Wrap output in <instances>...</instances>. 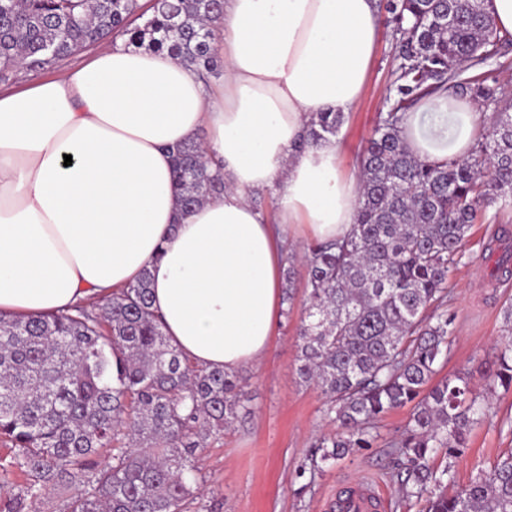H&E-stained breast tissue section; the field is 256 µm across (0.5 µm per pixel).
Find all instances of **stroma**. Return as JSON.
Instances as JSON below:
<instances>
[{"instance_id":"35a3bbf8","label":"stroma","mask_w":512,"mask_h":512,"mask_svg":"<svg viewBox=\"0 0 512 512\" xmlns=\"http://www.w3.org/2000/svg\"><path fill=\"white\" fill-rule=\"evenodd\" d=\"M378 18L379 35L364 91L345 114L336 136L340 168L348 177L357 175V156L394 93L397 51L386 13ZM504 229L512 232V206L502 210L496 222L472 227L463 247L465 255L449 280L452 351L443 372L468 373L479 393L504 340L502 308L512 302V277H493L486 250L488 240ZM305 278L306 264L300 258L287 324L277 327L260 365L236 373L250 415L195 452L201 502L208 512H327L328 500L339 490L368 480L383 498L381 512H421L422 502L402 499L395 466L385 453L387 443L409 420L408 406L386 415L372 447L349 453L327 468L306 493L298 491L297 467L312 443L334 429L323 415L325 396L303 382L298 372L296 327L306 302ZM493 406L495 416L472 428L469 448L455 464L457 484L468 483L477 467L490 465L512 450V391H497Z\"/></svg>"}]
</instances>
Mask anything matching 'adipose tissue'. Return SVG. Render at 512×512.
<instances>
[{"mask_svg": "<svg viewBox=\"0 0 512 512\" xmlns=\"http://www.w3.org/2000/svg\"><path fill=\"white\" fill-rule=\"evenodd\" d=\"M222 80L115 38L62 77L0 90V312L27 318L111 298L151 274L152 308L191 362L233 373L281 319L286 247L355 222L357 178L335 138L300 148L310 116L360 98L375 0H224ZM479 112L445 96L406 112L422 160L468 155ZM200 141L226 189L182 211L172 149ZM272 192L274 214L254 196Z\"/></svg>", "mask_w": 512, "mask_h": 512, "instance_id": "1", "label": "adipose tissue"}]
</instances>
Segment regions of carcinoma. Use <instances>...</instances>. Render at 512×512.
Masks as SVG:
<instances>
[{"mask_svg": "<svg viewBox=\"0 0 512 512\" xmlns=\"http://www.w3.org/2000/svg\"><path fill=\"white\" fill-rule=\"evenodd\" d=\"M0 0V82L19 66L38 74L112 37L166 50L195 74L217 77L223 61L211 21L224 0ZM400 42L396 95L378 114L358 157L356 222L343 238L306 254L307 303L297 336L299 372L327 398L337 430L316 440L299 466L304 490L354 449L370 448L380 421L413 405L390 442L402 498L424 512H512V451L455 486L454 462L472 426L495 415L490 395L512 389V305L488 394L463 374L437 378L450 353L448 275L461 263L474 224L512 204V89L489 86L479 69L506 55L512 33L498 28L487 0H386ZM475 74L462 79L466 70ZM446 94L491 102L488 126L461 159L426 162L401 137L408 110ZM342 112H320L300 147L339 131ZM178 204L188 212L224 193L201 144L174 150ZM507 231L488 244L493 274L512 264ZM117 384H112V379ZM246 410L233 376L186 360L152 310L145 270L106 305L26 320L0 315V445L25 477L3 512H25L49 490L69 493V512H187L193 452ZM108 452V460L96 457ZM453 491H448V488Z\"/></svg>", "mask_w": 512, "mask_h": 512, "instance_id": "obj_1", "label": "carcinoma"}]
</instances>
